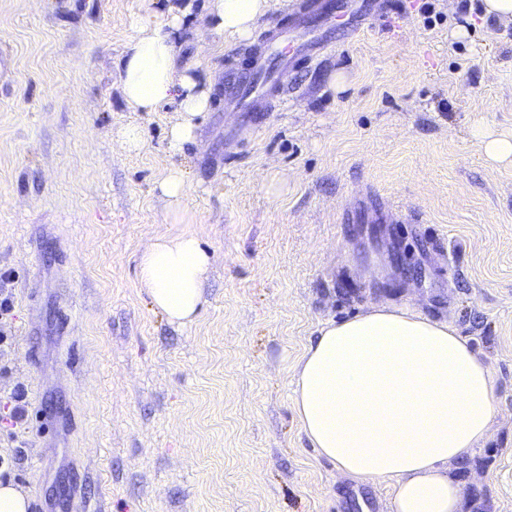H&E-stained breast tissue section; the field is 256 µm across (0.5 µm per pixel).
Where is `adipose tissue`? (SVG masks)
Listing matches in <instances>:
<instances>
[{"label": "adipose tissue", "instance_id": "1", "mask_svg": "<svg viewBox=\"0 0 512 512\" xmlns=\"http://www.w3.org/2000/svg\"><path fill=\"white\" fill-rule=\"evenodd\" d=\"M272 0H210L215 34L251 40ZM178 21L129 44L121 92L136 112L178 104L168 147L182 152L196 138L195 119L209 108L210 88L175 66ZM212 256L192 232L157 238L140 256L139 285L170 323L195 319ZM292 406L317 457L343 477L386 481L395 512H461L462 487L452 465L490 434L495 372L445 320L387 301L323 324L293 376Z\"/></svg>", "mask_w": 512, "mask_h": 512}]
</instances>
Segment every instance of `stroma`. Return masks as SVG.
Here are the masks:
<instances>
[{"instance_id": "stroma-1", "label": "stroma", "mask_w": 512, "mask_h": 512, "mask_svg": "<svg viewBox=\"0 0 512 512\" xmlns=\"http://www.w3.org/2000/svg\"><path fill=\"white\" fill-rule=\"evenodd\" d=\"M293 2L244 44L212 32L207 0H0V481L29 512H71L77 491L104 512H393L388 483L316 458L291 406L321 324L382 300L448 319L494 369L489 438L458 474L463 512H512V166L470 134L512 132V22L483 0L316 20L329 50L286 71L226 150L224 88ZM183 8L176 67L213 91L174 154L176 104L132 111L120 61ZM175 167L180 224L159 190ZM186 231L213 263L179 326L138 260Z\"/></svg>"}]
</instances>
